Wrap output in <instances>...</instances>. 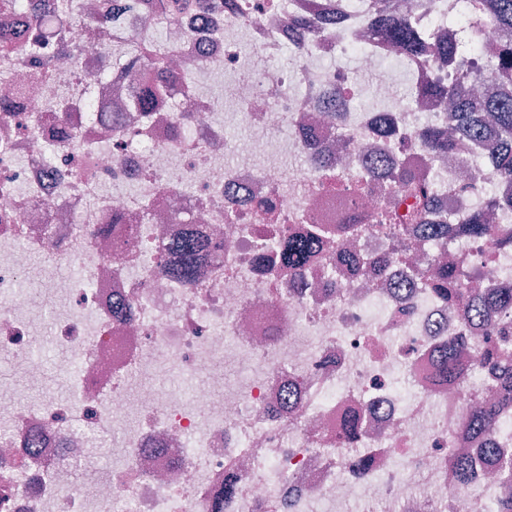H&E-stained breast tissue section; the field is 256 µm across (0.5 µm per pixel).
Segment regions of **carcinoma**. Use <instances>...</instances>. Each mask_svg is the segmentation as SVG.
I'll list each match as a JSON object with an SVG mask.
<instances>
[{
    "label": "carcinoma",
    "instance_id": "carcinoma-1",
    "mask_svg": "<svg viewBox=\"0 0 512 512\" xmlns=\"http://www.w3.org/2000/svg\"><path fill=\"white\" fill-rule=\"evenodd\" d=\"M369 13L373 40L389 44L407 56L425 52L448 62V72L451 73L448 83L432 85L425 94L453 103V126L448 130L422 124L416 131L421 145L429 153L440 156L451 154L460 141H479L484 147L488 171L494 180L512 183V0H466L463 17L448 15V25L465 27L464 34L455 39L437 33L431 38L426 36L403 12L399 0H372ZM487 24L499 31L495 49L501 66L497 72V95L492 100H479L472 94L470 85L484 73L476 67L473 53L482 47L481 35ZM144 64L158 72L164 84L173 90L180 91L195 83V76L175 75L167 68L166 55L159 44L149 47ZM388 173L397 190L385 201L384 221L394 243L392 257L397 258L411 251L418 234L435 229V225L429 222L433 213L432 187L425 175L407 163L393 165L388 168ZM504 208L512 209V193L500 195L496 190L488 189L484 206L466 219L462 231L491 248L496 247L499 230L487 222L486 211ZM321 246L322 237L318 232L300 236L287 233L281 237L278 252L283 266L301 271L307 268ZM336 253L340 262H356L363 270L375 263L384 269L392 258L384 256L375 263L368 260L358 262L342 244ZM203 260V246L188 239L175 246L174 259L160 265V270L172 279L192 280ZM416 275L466 318H479V305L485 301L499 306L512 304V295L496 288H488L482 293L470 292L465 287L466 279L457 268L438 274L420 268ZM457 348V343L450 340L442 349L441 373L449 379L461 380L463 369L456 359ZM486 360L504 374V389H512V356L494 345L487 352ZM494 424V416L486 407L474 412L470 420V425L484 434L490 433Z\"/></svg>",
    "mask_w": 512,
    "mask_h": 512
}]
</instances>
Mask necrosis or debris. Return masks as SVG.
<instances>
[{"label": "necrosis or debris", "mask_w": 512, "mask_h": 512, "mask_svg": "<svg viewBox=\"0 0 512 512\" xmlns=\"http://www.w3.org/2000/svg\"><path fill=\"white\" fill-rule=\"evenodd\" d=\"M89 2L79 17L71 0L0 11L1 39L36 40L0 51V353L41 378L18 283L43 255L55 344L80 360L69 399L22 408L6 386L0 512H500L495 451L512 450V398L500 399L483 363V322L512 345V307L469 322L412 281L425 258L462 266L473 289L512 288V244L493 252L459 231L483 197L480 148L462 142L441 160L412 138L423 122H448L447 102H418L421 87L447 82V64L365 48L364 13L321 25L338 0H219L167 17L166 60L179 75L223 77L224 99L195 87L143 113L132 90L157 75L142 61V13L130 0ZM110 13L107 27L99 17ZM240 28L260 59L297 62L275 74L244 67ZM76 45L87 55L75 58ZM349 52L355 71L324 67ZM333 92L340 122L317 105ZM367 96L392 134L362 108ZM237 116L252 132L227 139ZM311 141L333 156L334 186ZM402 159L430 173L442 244L423 241L387 270L337 262L296 277L268 266V241L305 225L346 229L359 256L389 254L380 213L394 191L386 170ZM267 201L274 217L262 222ZM198 231L211 248L195 280L162 275L160 257ZM67 264L79 276L59 274ZM451 339L459 383L436 374ZM228 364L246 378L230 379ZM171 366L198 384L128 395L131 377ZM480 405L498 408L488 436L469 427ZM352 418L360 432L348 441ZM107 431L124 454L89 493L75 472ZM461 454L473 460L467 484Z\"/></svg>", "instance_id": "obj_1"}]
</instances>
